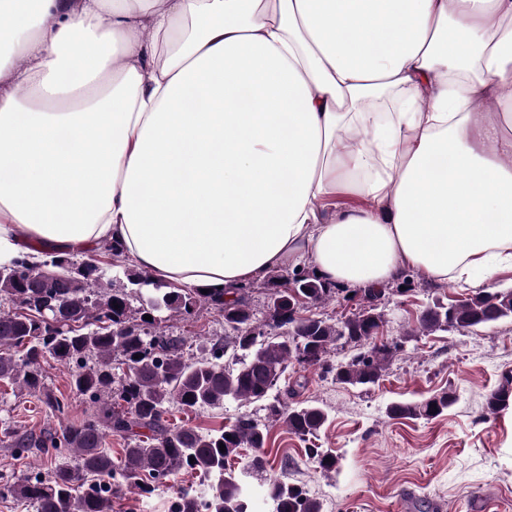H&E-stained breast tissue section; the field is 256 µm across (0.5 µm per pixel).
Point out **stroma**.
<instances>
[{
	"label": "stroma",
	"instance_id": "35a3bbf8",
	"mask_svg": "<svg viewBox=\"0 0 512 512\" xmlns=\"http://www.w3.org/2000/svg\"><path fill=\"white\" fill-rule=\"evenodd\" d=\"M410 291H403L404 282ZM396 290L383 305L386 323L379 342L403 343L404 355L393 361L378 384L371 388L338 384L321 369L290 365L284 383L270 400L290 405L308 403L322 407L329 419L316 439L334 450L338 471L322 472L309 458L307 443L280 424H270L266 453L273 467L268 474L248 479L258 500V512H268L262 500L267 478L299 484L323 504L322 512H402L401 494L413 490L414 512H433L441 502L443 512H469L474 496L492 500L490 512H512V408L496 415L485 411V397L503 372L512 371V318L475 331L436 332L405 337L417 316L434 302L449 303L468 293L465 285H450L408 276L399 271L390 282ZM167 333L183 337L185 356H200L211 340L224 335L217 311L199 309L191 317L163 321ZM45 386L70 397L66 418L52 417L38 395L15 386H0V481L13 483L34 469V458L20 459L9 446V432L42 428L62 429L81 420L89 410L70 391L67 369L47 360L42 364ZM296 385L287 394V385ZM449 389L456 403L434 420L392 419L390 403L418 401ZM266 417L261 404L225 401L223 407L184 413L170 408L169 423L201 431L220 429L241 414ZM204 492L205 482L191 472L172 476L166 487L151 494L122 493L112 500V512H170L178 487Z\"/></svg>",
	"mask_w": 512,
	"mask_h": 512
}]
</instances>
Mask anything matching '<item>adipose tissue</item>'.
Segmentation results:
<instances>
[{
    "label": "adipose tissue",
    "mask_w": 512,
    "mask_h": 512,
    "mask_svg": "<svg viewBox=\"0 0 512 512\" xmlns=\"http://www.w3.org/2000/svg\"><path fill=\"white\" fill-rule=\"evenodd\" d=\"M106 243L218 291L512 269V0H0V262Z\"/></svg>",
    "instance_id": "1"
}]
</instances>
